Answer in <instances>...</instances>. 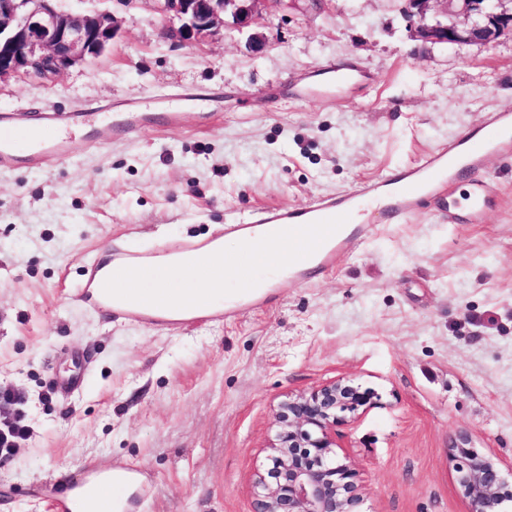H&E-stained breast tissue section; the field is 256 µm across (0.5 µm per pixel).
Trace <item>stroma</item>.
Listing matches in <instances>:
<instances>
[{
	"label": "stroma",
	"mask_w": 512,
	"mask_h": 512,
	"mask_svg": "<svg viewBox=\"0 0 512 512\" xmlns=\"http://www.w3.org/2000/svg\"><path fill=\"white\" fill-rule=\"evenodd\" d=\"M61 5L113 14L111 47L48 80L0 79V113L135 103L181 120L76 144L48 168L0 169V387L24 394L31 429L0 456V512H47L37 489L83 460L138 469L139 512H254L279 404L343 376L373 393L336 428L365 512H471L457 446L512 482V158L487 167L498 197L483 223L442 224L424 207L220 326L148 327L71 297L107 250L304 205L412 165L484 112H512V35L431 43L402 0H273L258 23L188 47L162 38L152 0ZM352 62L366 78L327 99L311 91L322 65ZM80 373L81 392L55 393Z\"/></svg>",
	"instance_id": "35a3bbf8"
}]
</instances>
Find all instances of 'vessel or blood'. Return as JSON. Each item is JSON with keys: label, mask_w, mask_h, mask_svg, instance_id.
<instances>
[{"label": "vessel or blood", "mask_w": 512, "mask_h": 512, "mask_svg": "<svg viewBox=\"0 0 512 512\" xmlns=\"http://www.w3.org/2000/svg\"><path fill=\"white\" fill-rule=\"evenodd\" d=\"M177 112H114L110 105L81 114L50 109L0 113V167L18 161L47 165L70 148V136L86 125L89 145L106 147L136 137L149 126H174ZM493 155L512 157V113H484L473 127L462 131L448 145L421 157L414 165L376 182L334 196L318 197L298 207H268L252 217L234 218L224 227L225 236L246 238L251 225L265 224L275 238L290 234L296 248L281 262L292 279L300 281L332 269L340 253L356 249L376 230L377 224H404L431 201L438 206L443 224H479L493 207L494 184L483 175ZM375 208L377 224L364 223L363 212ZM206 248L202 241H185L176 254L189 258V271L199 284L180 317L189 324H220L234 318L247 303L260 301L268 287L267 273L251 256L224 255L210 264L197 263ZM154 253L122 252L85 267L86 281L78 299L91 303L111 317L125 316L147 323L164 320L158 300L140 297L138 274L153 271ZM232 275L239 295L224 304H212L208 288L212 280ZM137 472L125 467H83L62 471L44 486L49 512H135Z\"/></svg>", "instance_id": "obj_1"}]
</instances>
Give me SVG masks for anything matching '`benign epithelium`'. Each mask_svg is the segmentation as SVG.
Returning a JSON list of instances; mask_svg holds the SVG:
<instances>
[{"label":"benign epithelium","instance_id":"obj_1","mask_svg":"<svg viewBox=\"0 0 512 512\" xmlns=\"http://www.w3.org/2000/svg\"><path fill=\"white\" fill-rule=\"evenodd\" d=\"M443 4V23L426 22L430 2ZM512 0H404L403 13L434 43L489 44L512 32ZM164 39L196 46L224 29L230 12L239 27L259 19L267 0H154ZM117 22L107 13L75 14L60 0H0V79L50 78L87 64L111 46ZM372 397L338 378L283 401L268 446V467L253 480L254 512H361L362 487L349 461L336 456V426ZM459 491L471 512H503L512 491L496 463L470 448L452 449Z\"/></svg>","mask_w":512,"mask_h":512}]
</instances>
